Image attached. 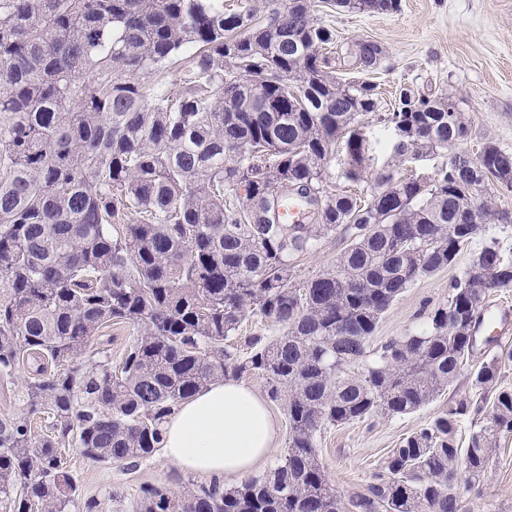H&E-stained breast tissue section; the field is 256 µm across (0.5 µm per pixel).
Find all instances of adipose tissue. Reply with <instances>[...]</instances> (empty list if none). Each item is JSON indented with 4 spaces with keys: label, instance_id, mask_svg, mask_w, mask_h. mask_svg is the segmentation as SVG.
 I'll use <instances>...</instances> for the list:
<instances>
[{
    "label": "adipose tissue",
    "instance_id": "1",
    "mask_svg": "<svg viewBox=\"0 0 512 512\" xmlns=\"http://www.w3.org/2000/svg\"><path fill=\"white\" fill-rule=\"evenodd\" d=\"M277 435L265 400L229 378L210 383L174 409L163 427L162 451L181 470L221 483L251 473Z\"/></svg>",
    "mask_w": 512,
    "mask_h": 512
}]
</instances>
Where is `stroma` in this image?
Listing matches in <instances>:
<instances>
[{
	"label": "stroma",
	"mask_w": 512,
	"mask_h": 512,
	"mask_svg": "<svg viewBox=\"0 0 512 512\" xmlns=\"http://www.w3.org/2000/svg\"><path fill=\"white\" fill-rule=\"evenodd\" d=\"M336 32L338 54L360 40L379 44L385 56L372 79L379 86L381 111L391 109L401 89L422 94L453 95L464 112L469 134L464 143L476 155L485 142L512 152V0H401L398 12L361 14L320 12ZM344 244L339 236L292 262V281L299 284L334 269ZM460 256L455 269L464 268ZM420 277L381 317L370 348L421 328L424 314L444 303L454 271ZM468 375L459 376L440 396L414 413L378 415L323 430L318 451L338 495L350 499L364 493L371 475L404 435L439 412L475 400ZM78 497L73 512L96 502V512H138L146 485L182 490L207 483V476L181 471L162 454L136 462L90 463L73 447L64 448ZM467 512H512V436L503 440L480 493L465 492Z\"/></svg>",
	"instance_id": "obj_1"
}]
</instances>
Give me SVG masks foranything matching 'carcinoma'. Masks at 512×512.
<instances>
[{"instance_id": "1", "label": "carcinoma", "mask_w": 512, "mask_h": 512, "mask_svg": "<svg viewBox=\"0 0 512 512\" xmlns=\"http://www.w3.org/2000/svg\"><path fill=\"white\" fill-rule=\"evenodd\" d=\"M393 13L399 0H320ZM336 33L315 0H0V377L20 365L19 412L0 418V507L71 512L76 484L58 449L96 464L151 456L173 408L213 381L265 380L285 400L288 446L273 468L222 489H142L139 512H464L456 491L481 484L512 435V388L498 385L509 348L471 369L479 392L408 433L367 491L345 504L318 437L329 426L429 404L474 353L491 293L512 287V260L490 235L512 191V153L459 149L469 127L453 96L402 91L378 111L369 75L383 49L365 40L331 64ZM181 91L165 89L170 71ZM402 126L412 152L444 154L438 179L394 166L379 194L326 188L345 148L348 180L365 178L363 117ZM303 200L280 222L285 195ZM472 201L474 224L452 223ZM340 235L336 269L301 286L291 259ZM448 300L426 326L368 358L381 316L418 278L456 263ZM257 316L282 334L232 342ZM138 335L117 366L93 357L112 323ZM90 354L82 364L78 359ZM360 365L354 376L345 368ZM480 414L467 446L460 418ZM43 415L49 432L32 420Z\"/></svg>"}]
</instances>
